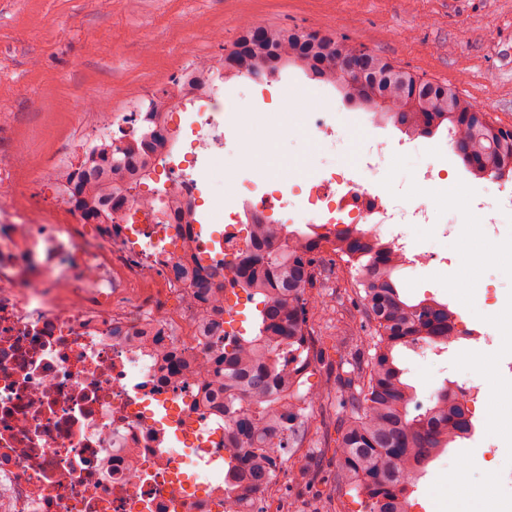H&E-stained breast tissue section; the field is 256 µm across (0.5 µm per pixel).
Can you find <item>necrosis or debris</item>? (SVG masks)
Wrapping results in <instances>:
<instances>
[{
	"mask_svg": "<svg viewBox=\"0 0 512 512\" xmlns=\"http://www.w3.org/2000/svg\"><path fill=\"white\" fill-rule=\"evenodd\" d=\"M193 86L150 90L148 102L174 130L186 104L187 152L163 151L154 165L158 196L184 224L149 222L145 198L123 203L113 223L50 224L20 210L0 177V512H224V413L202 402L212 380L202 313L232 331L248 302L232 289L233 266L252 243L251 225L362 224L405 260H438L449 241L477 242L512 262V186L495 181L482 197L449 191L446 170L428 164L427 203L393 206L371 173L395 152L379 142L358 165L338 164L304 177L283 166L279 189L259 190L233 173L232 189L202 196L209 158L234 148L254 155L267 144L301 135L335 138L341 117L324 112H258L250 120L225 111L211 90L207 62ZM224 224L216 237L196 222L199 209ZM460 224L448 221L449 209ZM434 226L432 247L415 252L405 226ZM216 267L224 304L204 307L185 276L184 254ZM472 303L500 307L493 335L478 342L512 376V303L491 285ZM175 352L182 369H161L158 349Z\"/></svg>",
	"mask_w": 512,
	"mask_h": 512,
	"instance_id": "necrosis-or-debris-1",
	"label": "necrosis or debris"
}]
</instances>
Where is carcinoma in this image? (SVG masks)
<instances>
[{
  "label": "carcinoma",
  "mask_w": 512,
  "mask_h": 512,
  "mask_svg": "<svg viewBox=\"0 0 512 512\" xmlns=\"http://www.w3.org/2000/svg\"><path fill=\"white\" fill-rule=\"evenodd\" d=\"M358 48L343 39L332 41L315 31L258 25L245 29L224 53V78L260 80L279 66H296L308 76L335 86L345 100L379 111L404 131L431 136L441 128L461 136L458 153L467 170L479 178L512 181V127L490 116L477 122V104L462 98L445 82L423 79L370 50L365 84L355 88L338 66V56ZM145 132L136 145L112 149L103 142L97 158L83 165L75 179L63 184L92 224L112 223L116 205L136 198L135 189L148 179L154 162L143 157L157 151L165 139L157 112L143 116ZM126 169L134 177L113 183L108 170ZM276 224L254 225L256 243L235 260L234 286L257 302L251 333L228 337L207 317L203 335L213 337V382L204 403L218 398L224 413L233 415L224 429V512H260L257 494L275 483L273 455L287 452L310 433V407L336 406V476L328 495L353 491L362 512H409L408 489L449 445L468 438L474 430L466 401L445 383L425 411L410 415L414 399L409 369L401 353L418 345H448L456 336L454 313L435 300L411 302L404 296L395 272L405 261L390 246L375 241L358 227H346L331 236L301 234L280 246ZM330 251L356 271L353 286L378 339L365 356L361 337L344 331L334 336L338 357L334 380L305 388L315 374V352L310 326L308 289L315 256ZM202 301L224 294L211 273L187 266Z\"/></svg>",
  "instance_id": "carcinoma-1"
}]
</instances>
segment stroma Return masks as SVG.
Segmentation results:
<instances>
[{"mask_svg":"<svg viewBox=\"0 0 512 512\" xmlns=\"http://www.w3.org/2000/svg\"><path fill=\"white\" fill-rule=\"evenodd\" d=\"M252 20L348 38L426 79L451 84L512 127V0H0V171L16 179L24 201L57 210L63 194L55 163L62 146L87 137L97 113L146 109L151 87L176 81L197 60L220 65ZM239 83L236 77L216 83L227 111L323 109L354 120L331 141L273 142L261 155L244 156L241 172L271 181L281 160L301 156L314 173L357 163L369 139L402 141L392 122L351 107L335 87L307 78L300 68L289 66L264 82H249L243 92ZM403 143L373 176L394 205L405 204L418 185V161L429 158L450 168L472 195L483 193L485 181L465 169L447 130ZM467 267L501 293L512 294V277L499 271L497 258L484 256L475 268L469 254L459 250L451 264L407 266L398 277L411 300L432 298L459 311L465 299L459 271ZM310 293L316 299L310 323L323 352L316 374L321 380L336 371L337 325L364 336L373 335L374 325L361 310L346 262L337 261L334 276L317 281ZM409 368L423 403L447 379L473 380L491 396L506 383L498 371L472 365L458 341L436 352L434 360L413 361ZM472 421L473 436L446 449L419 479L410 512H485L488 497L512 494L485 479V451L499 428L489 427L480 408ZM335 423V410H315L313 447L283 455L273 492L285 512H361L355 493L331 501L322 494L326 479L336 473V457L333 446L321 441L333 436ZM307 467L313 476L300 478Z\"/></svg>","mask_w":512,"mask_h":512,"instance_id":"35a3bbf8","label":"stroma"}]
</instances>
